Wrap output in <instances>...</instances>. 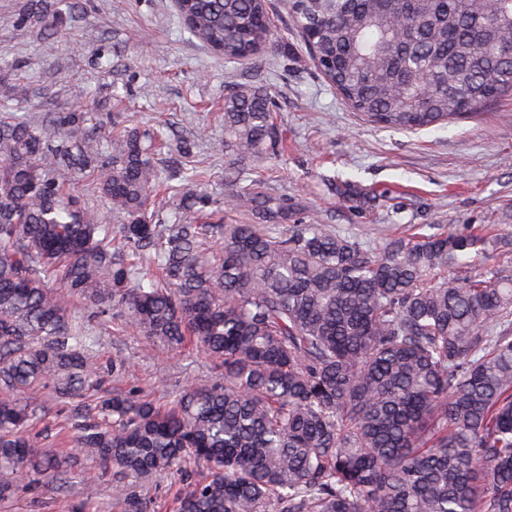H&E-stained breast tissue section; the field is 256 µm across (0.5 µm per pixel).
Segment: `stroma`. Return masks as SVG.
<instances>
[{"instance_id":"1","label":"stroma","mask_w":512,"mask_h":512,"mask_svg":"<svg viewBox=\"0 0 512 512\" xmlns=\"http://www.w3.org/2000/svg\"><path fill=\"white\" fill-rule=\"evenodd\" d=\"M20 0H0V116L37 122L51 112H87L103 138L136 125L195 142L193 161L209 191L224 195V90L261 86L276 102L288 142L277 158L249 166L276 190L299 198L304 215L381 245L389 224H492L512 235V97L479 114L416 132L380 128L345 106L316 70L288 16V0H268L274 47L259 61H229L185 29L175 0H47L62 21L21 22ZM381 190L358 211L324 187L322 175ZM128 358L130 384L173 403L190 377L214 371L194 350L157 351L145 337L112 329L97 356ZM163 378L164 387L154 385ZM0 512H120L110 480L66 492L19 494Z\"/></svg>"}]
</instances>
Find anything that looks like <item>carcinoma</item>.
<instances>
[{
  "label": "carcinoma",
  "mask_w": 512,
  "mask_h": 512,
  "mask_svg": "<svg viewBox=\"0 0 512 512\" xmlns=\"http://www.w3.org/2000/svg\"><path fill=\"white\" fill-rule=\"evenodd\" d=\"M229 60L271 45L267 0H180ZM345 105L420 130L512 96V0H288ZM86 112L0 120V501L112 477L121 512H512V244L483 225L414 224L380 251L310 218L243 162L276 156L273 100L224 90V185L192 143ZM81 179L117 226L71 192ZM367 207L369 189L328 180ZM186 214L173 224L164 212ZM119 232L122 243L114 241ZM490 255L498 264L471 274ZM193 348L218 371L162 405L98 395L97 327ZM78 399L62 442L22 400Z\"/></svg>",
  "instance_id": "cac0c4a2"
}]
</instances>
